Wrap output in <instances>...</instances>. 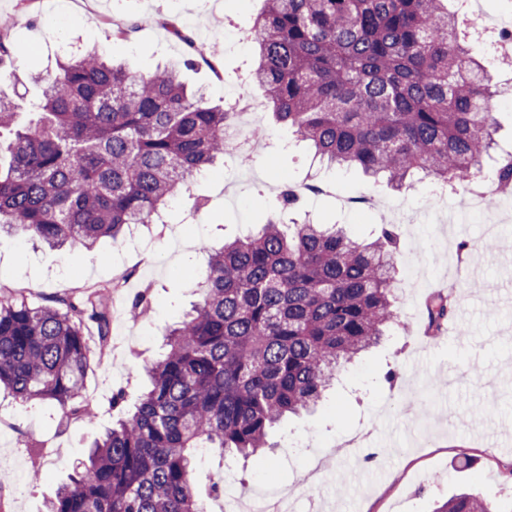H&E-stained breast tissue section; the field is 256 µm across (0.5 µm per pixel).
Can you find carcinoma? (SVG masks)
<instances>
[{"instance_id": "1", "label": "carcinoma", "mask_w": 512, "mask_h": 512, "mask_svg": "<svg viewBox=\"0 0 512 512\" xmlns=\"http://www.w3.org/2000/svg\"><path fill=\"white\" fill-rule=\"evenodd\" d=\"M451 0H264L252 28L249 78L265 88L275 121L312 159L355 167L401 191L431 178L452 190L486 172L512 191V153L496 157V90L471 54ZM185 65L203 58L173 28ZM25 47L0 35V60ZM42 79L34 119L0 100V234L50 247L120 242L189 193L195 177L235 148L233 113L204 104L167 69L135 74L97 53ZM284 189L274 208L296 210ZM399 229L359 241L334 224H282L207 254L200 299L167 333L135 410L105 429L88 461L46 512H208L196 451L271 458L270 430L308 410L344 366L403 325L395 275ZM107 289L32 305L0 294V389L50 401L58 424L97 423L81 401L90 347L110 339ZM428 333L453 315L451 297L426 305ZM434 512H501L461 492Z\"/></svg>"}]
</instances>
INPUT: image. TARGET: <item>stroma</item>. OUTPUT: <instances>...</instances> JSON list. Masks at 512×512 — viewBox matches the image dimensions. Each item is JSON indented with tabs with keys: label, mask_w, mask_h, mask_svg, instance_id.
<instances>
[{
	"label": "stroma",
	"mask_w": 512,
	"mask_h": 512,
	"mask_svg": "<svg viewBox=\"0 0 512 512\" xmlns=\"http://www.w3.org/2000/svg\"><path fill=\"white\" fill-rule=\"evenodd\" d=\"M93 12L60 9L37 0H0V20L9 19L11 39L29 46L27 55L6 62L0 98L35 99L34 75L57 69L68 42L94 48L124 62L137 73L174 69L207 102L224 103L243 93L264 99V91L243 82L253 61L248 33L261 0H95ZM130 27L121 40L118 24ZM177 25L204 37L212 65L185 67L183 45L167 31ZM265 128L266 148L250 154L234 150L191 187V195L173 201L166 219L174 234H155L145 248L101 240L87 251L32 244L23 235L0 237V289L15 298L47 305L58 297L110 283L113 275L131 274L135 290L152 285L147 318L119 316L130 330L103 360H92L83 381L84 396L110 398L125 384L121 367L141 369L158 358L166 329L197 300L194 285L203 270L198 254L207 241L221 242L257 232L271 215L280 173L301 179L306 150L277 124L270 112L251 122ZM324 196L281 214L284 222L311 220L342 224L359 239L370 238L380 224H401L404 248L396 285L405 328L391 331L377 348L346 365L324 400L311 414L282 423L274 434L277 464L265 469L253 457L228 468L217 458L198 459V479L223 473L225 491L279 489L295 512H432L436 501L472 488L512 507V196L498 198L500 213L492 262L474 266L472 257L448 263L449 250L464 227L469 241L483 237L486 216L468 214L463 193L449 195L434 208L424 206L432 182L423 179L401 193L351 169L320 168ZM361 193L384 198V209L356 213L342 201ZM453 292L454 318L447 339L426 336L425 305L435 293ZM394 370V384L383 376ZM12 426L0 435V484L19 512H44L45 502L67 480L72 466L85 459L102 426L80 421L58 427L51 404L12 402ZM374 428L372 443L391 448L383 462L364 461L362 453L344 454L341 444L360 425ZM325 458L323 483L307 491L299 486L309 466L308 453ZM44 479L29 481L34 465Z\"/></svg>",
	"instance_id": "1"
}]
</instances>
